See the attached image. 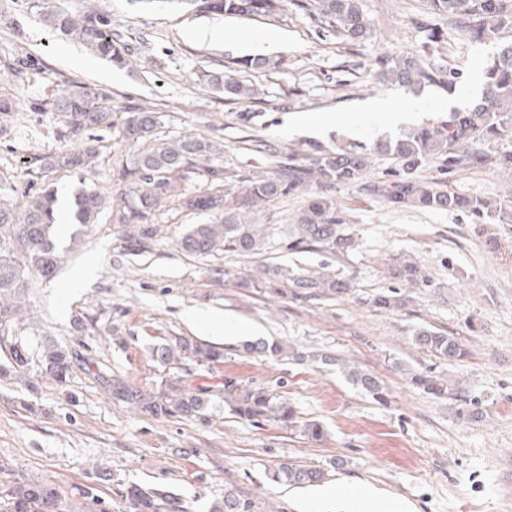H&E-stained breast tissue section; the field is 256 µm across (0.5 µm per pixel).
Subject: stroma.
<instances>
[{"mask_svg":"<svg viewBox=\"0 0 512 512\" xmlns=\"http://www.w3.org/2000/svg\"><path fill=\"white\" fill-rule=\"evenodd\" d=\"M37 2L0 0V100L13 104L12 113L0 117V181L19 187L29 184L33 156L61 146V114L37 111L34 104L57 97L68 80L104 90L115 110L141 105L159 112L163 137L195 133L222 144L223 190L230 200L289 155L339 148L367 153L366 181H389L399 166L377 145L444 124L450 110L472 108L482 98L483 70L499 48L497 40L462 33L429 0H360L372 27L358 41L293 4L266 19L202 16L179 0H66L73 11L100 6L126 30L135 61L121 67L54 33ZM194 28L212 29L213 39H191ZM272 31L282 37L272 53L278 68L246 73L257 99L227 100L199 80L200 69L228 70L251 57V49L238 45L243 37ZM418 52L436 68L456 72L455 85L437 81L410 89L379 74V56ZM18 57L33 59V69L15 75L9 65ZM370 99L417 105L422 112L395 126L387 114L360 110ZM292 116L311 120L313 131L284 132ZM100 137L95 169L49 173L62 202L85 185L114 190L112 170L128 148L116 132ZM418 176L499 203L512 196V173L493 163L447 173L432 159ZM366 181L332 189L358 242L337 257L289 247V224L307 196L323 190L316 183L273 199L258 214V223L277 225L278 233L257 255H184L178 237L204 217L175 202L158 211L156 242L140 255L126 252L107 214L83 229L75 252L69 249L73 225H57L54 242L63 264L54 279L36 281L30 324L74 347L90 367L75 368L63 388L36 373L26 381L0 379V461L70 489L94 486L110 512H130L125 492L132 484L171 491L182 512H209L228 489L254 501L257 512H512V224L497 225L494 252L471 217L390 208L367 191ZM396 254L421 264L429 283L399 287L406 306L380 311L374 298L395 286L384 260ZM325 262L351 280L349 291L311 297L301 288L279 294L244 285L264 266L297 276ZM195 309L212 312L218 323L191 325L185 314ZM224 315L238 318L247 333L225 342ZM89 317L97 318L102 333L77 329ZM422 327L457 337L466 357L451 366L416 349L411 336ZM179 335L224 349L222 361L191 366L199 382L220 388L233 381L284 394L301 419L325 427L326 438L312 442L273 423L237 419L220 400L204 421L158 419L112 399L98 380L103 372L155 391L169 371L154 361L152 347ZM258 341L281 342L298 356L247 353ZM325 355L379 376L386 403L352 386L334 362L323 364ZM425 368L478 401L482 419L461 422L455 400L412 387L408 370ZM337 458L343 468H332ZM283 461L326 468L322 486L330 499L319 504L316 487L270 481L269 468Z\"/></svg>","mask_w":512,"mask_h":512,"instance_id":"stroma-1","label":"stroma"}]
</instances>
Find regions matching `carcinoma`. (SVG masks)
<instances>
[{"instance_id":"obj_1","label":"carcinoma","mask_w":512,"mask_h":512,"mask_svg":"<svg viewBox=\"0 0 512 512\" xmlns=\"http://www.w3.org/2000/svg\"><path fill=\"white\" fill-rule=\"evenodd\" d=\"M196 13L224 14L237 17L274 18L285 10L286 0H180ZM320 23L336 28L352 40L366 35L370 23L359 6V0H310ZM437 13L448 15L462 30L474 38L500 37L512 29V10L506 0H430ZM44 24L60 36L76 40L95 56L118 65L129 62L125 35L112 22V14L99 8L72 12L52 6L42 11ZM276 62L267 56L240 61L239 71L273 67ZM378 65L385 79L413 87L433 79L438 69L424 56L393 58L382 56ZM201 80L214 91L231 98L252 99L255 88L236 75L221 70H204ZM485 90L482 102L465 112L450 113L448 122L436 129L421 128L413 135L378 146L399 163L398 178L373 187L395 207L415 206L422 209L464 212L484 225L485 243L492 247L494 232L486 228L488 221L500 217L502 207L478 197L453 190H443L417 177V170L435 156L441 166L453 171L458 167L481 165L489 161L485 151L488 141L512 140V42L500 47L484 71ZM45 111L59 112L64 128L60 131L62 146L55 153L35 158L28 168L30 176L39 178L58 170L81 171L99 163L98 131L116 130L126 143L129 154L113 169L118 191L104 196L93 187H83L75 197V220L87 227L108 211L110 222L121 228L122 240L130 250L152 246L158 234L154 222L156 212L167 202L181 199L179 205L191 211L210 213L209 221L190 225L176 242L177 248L192 257L215 254L250 255L262 250L273 236L271 225L252 222L253 211L271 200L297 190L311 180L350 183L362 178L368 168L364 154L352 150L329 152L308 165L288 164L274 174L253 178L243 189L241 199L225 203L219 188L224 186V168L217 165L223 149L211 139L185 134L179 138L158 135L161 115L147 108L133 106L117 113L108 95L86 84L71 83L58 97L45 103ZM203 171L210 177L214 193L182 196L179 182L189 174ZM58 190L45 184L37 191L15 196V189L0 182V351L6 361L0 363L3 378L24 377L36 370L65 387L78 358L65 342L40 343L39 352L30 350L32 328L24 318L26 302L30 301L31 275L43 279L56 276L62 262L61 253L52 238L57 220ZM336 199L326 194L311 197L298 213L293 225L294 247L322 248L332 255L344 254L355 247V237L340 223ZM390 279L412 285H425L428 278L417 263L401 256L387 259ZM251 288L274 284L288 287V273L278 267L267 268L246 281ZM293 286L318 290L323 294L346 292L349 280L331 273L309 272L293 279ZM406 300L391 288L380 293L373 305L379 310L404 306ZM412 344L423 353L454 365L465 355L463 345L453 336L427 328L417 329ZM224 353L203 342L174 337L154 346V360L163 365H179L193 361L207 365L220 360ZM349 383L377 402L385 401L381 380L372 373L354 366L339 364ZM97 378L105 384L112 397L134 406L153 417H190L204 419L211 408L208 385H191L178 375L161 382L153 394H146L112 379L103 372ZM412 386L436 397H456L458 392L448 382L424 370L411 374ZM229 414L259 423L275 422L312 441L326 436L324 426L315 420L299 419L287 397L264 387L244 386L229 381L222 396ZM324 471L292 463H277L271 480L289 484L316 483ZM128 499L135 512H180L179 505L163 489H144L138 485L127 488ZM0 503L6 512H106L105 502L91 486L70 492L44 479H32L0 463ZM213 512H256L255 502L233 489L224 493V501L213 505Z\"/></svg>"}]
</instances>
